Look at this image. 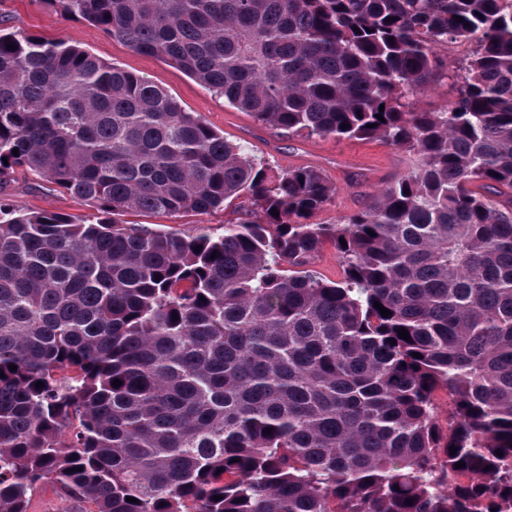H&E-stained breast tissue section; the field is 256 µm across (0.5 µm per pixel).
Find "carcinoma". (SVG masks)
<instances>
[{"label": "carcinoma", "mask_w": 512, "mask_h": 512, "mask_svg": "<svg viewBox=\"0 0 512 512\" xmlns=\"http://www.w3.org/2000/svg\"><path fill=\"white\" fill-rule=\"evenodd\" d=\"M502 2L48 0L290 138L413 156L336 224L311 221L336 194L321 169L261 164L149 78L0 31V512L45 482L77 512H512ZM457 41L455 99L413 110ZM18 169L97 217L16 210ZM241 197L221 233L105 218ZM327 245L337 281L311 269Z\"/></svg>", "instance_id": "obj_1"}]
</instances>
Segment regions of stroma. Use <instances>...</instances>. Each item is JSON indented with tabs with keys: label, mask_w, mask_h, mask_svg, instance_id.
I'll return each mask as SVG.
<instances>
[{
	"label": "stroma",
	"mask_w": 512,
	"mask_h": 512,
	"mask_svg": "<svg viewBox=\"0 0 512 512\" xmlns=\"http://www.w3.org/2000/svg\"><path fill=\"white\" fill-rule=\"evenodd\" d=\"M0 27L66 41L119 68L148 76L185 111L195 113L223 133L225 140L246 146L250 155L271 166L322 168L337 191L332 202L315 214L317 223L334 224L364 210L371 204L376 189L398 178L411 164L407 153L379 140H348L333 136L288 138L279 130L261 125L250 113L231 106L223 96L179 69L158 58L137 53L99 28L61 14L43 0H0ZM471 50L468 44L438 47L440 66L431 79L429 90L413 100L414 110L435 111L454 100L455 76ZM5 192L15 207L24 212H56L77 222L92 213L84 200L29 172L16 173ZM232 218L230 211L217 209L175 216L126 214L119 216L118 221L189 236L204 226L221 231L224 223Z\"/></svg>",
	"instance_id": "35a3bbf8"
}]
</instances>
